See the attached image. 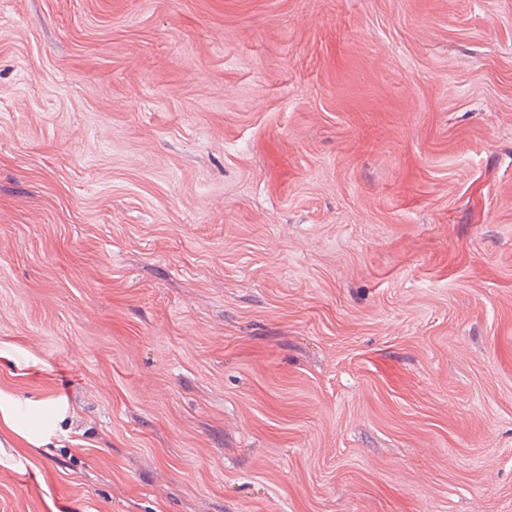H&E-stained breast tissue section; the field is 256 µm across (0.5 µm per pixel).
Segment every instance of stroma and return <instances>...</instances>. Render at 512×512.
<instances>
[{
    "label": "stroma",
    "mask_w": 512,
    "mask_h": 512,
    "mask_svg": "<svg viewBox=\"0 0 512 512\" xmlns=\"http://www.w3.org/2000/svg\"><path fill=\"white\" fill-rule=\"evenodd\" d=\"M0 392V512H512V0H0ZM0 416L6 426L29 441H32V439H48L52 433L50 429L35 430L26 425L20 418L18 406L10 397L4 394L0 395Z\"/></svg>",
    "instance_id": "1"
}]
</instances>
